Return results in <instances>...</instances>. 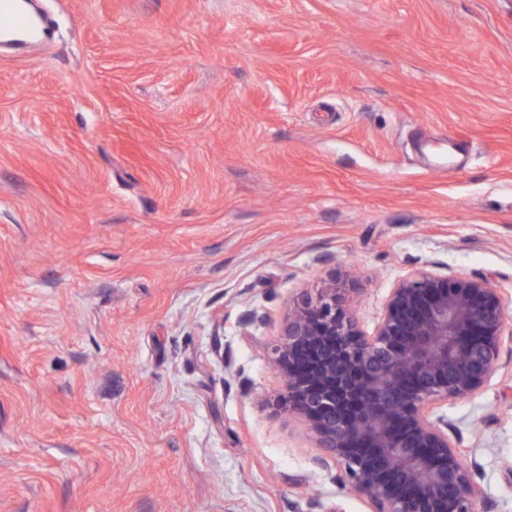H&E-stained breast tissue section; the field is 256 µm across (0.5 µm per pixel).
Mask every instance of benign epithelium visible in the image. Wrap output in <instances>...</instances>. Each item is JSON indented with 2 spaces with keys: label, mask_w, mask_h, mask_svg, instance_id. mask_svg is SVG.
I'll return each instance as SVG.
<instances>
[{
  "label": "benign epithelium",
  "mask_w": 512,
  "mask_h": 512,
  "mask_svg": "<svg viewBox=\"0 0 512 512\" xmlns=\"http://www.w3.org/2000/svg\"><path fill=\"white\" fill-rule=\"evenodd\" d=\"M331 281L288 314L271 346L281 391L267 405L309 427L371 512H474L485 491L436 406L475 395L499 370L500 290L484 277L420 271L390 290L365 332Z\"/></svg>",
  "instance_id": "benign-epithelium-1"
}]
</instances>
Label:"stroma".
Returning <instances> with one entry per match:
<instances>
[{
	"label": "stroma",
	"mask_w": 512,
	"mask_h": 512,
	"mask_svg": "<svg viewBox=\"0 0 512 512\" xmlns=\"http://www.w3.org/2000/svg\"><path fill=\"white\" fill-rule=\"evenodd\" d=\"M0 46V512H370L270 412L290 306L485 276L512 329V0H38ZM438 406L512 512V342Z\"/></svg>",
	"instance_id": "1"
}]
</instances>
